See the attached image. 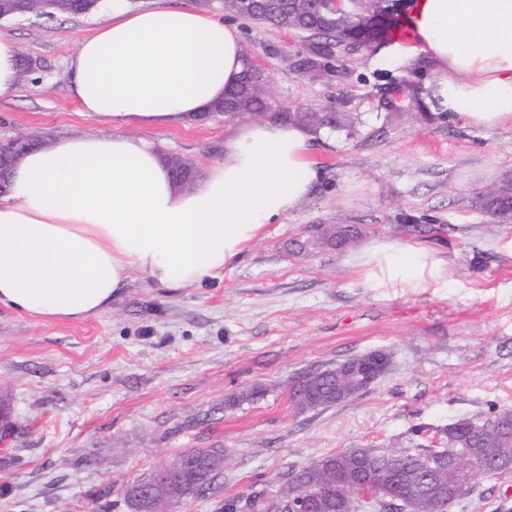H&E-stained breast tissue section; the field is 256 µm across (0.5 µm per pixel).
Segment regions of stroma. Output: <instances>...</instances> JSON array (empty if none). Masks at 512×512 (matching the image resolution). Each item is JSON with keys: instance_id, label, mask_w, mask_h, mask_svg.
Masks as SVG:
<instances>
[{"instance_id": "35a3bbf8", "label": "stroma", "mask_w": 512, "mask_h": 512, "mask_svg": "<svg viewBox=\"0 0 512 512\" xmlns=\"http://www.w3.org/2000/svg\"><path fill=\"white\" fill-rule=\"evenodd\" d=\"M110 19L104 4L0 20L34 62L19 93L0 99V145L96 131L69 94L68 64ZM237 27L275 111L335 117L313 143L323 179L203 284L162 288L141 273L83 319L0 304V397L15 423L0 444V512H101L95 498L106 487L112 512H129L123 486L191 448L223 449L224 468L213 490L174 512H224L227 500L276 490L288 469L326 455L430 448L437 428L512 408V223L481 206L512 174V122L478 128L431 109L413 91L435 79L429 60L403 69L342 47L314 78L305 36ZM252 120L212 113L132 134L203 171L238 122ZM319 224L421 244L447 259L448 287L371 288L350 251L293 252ZM377 351L388 365L364 392L328 408L292 405L304 376ZM452 512H512V472L475 479Z\"/></svg>"}]
</instances>
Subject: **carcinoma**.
Listing matches in <instances>:
<instances>
[{
    "instance_id": "carcinoma-1",
    "label": "carcinoma",
    "mask_w": 512,
    "mask_h": 512,
    "mask_svg": "<svg viewBox=\"0 0 512 512\" xmlns=\"http://www.w3.org/2000/svg\"><path fill=\"white\" fill-rule=\"evenodd\" d=\"M396 0H354L344 12L332 13L320 0H224V11L247 22L271 23L313 40L319 57H330L336 46L358 48L384 41L395 18ZM101 6V0H0V20L21 14L53 16L88 14ZM270 106L265 82L256 76L254 66L246 62L242 80L234 92L215 107V112L235 111V115L261 114ZM290 123L315 125L325 118L303 112H279ZM169 171L175 182L193 179V164L173 156ZM486 211L505 222L504 211L512 207V179H503L497 193L483 199ZM367 389L355 385L345 371V363L308 375L292 392L294 406L301 410L330 407ZM443 452L452 463H443L434 474V482L448 486L456 495L438 500L424 485L417 459L428 448H348L324 456L300 468L288 471L278 491L255 490L244 502L225 504L226 512H287L286 501L302 493L311 484L335 493L336 479L350 483L354 490L352 512H393L384 500L370 499L358 489L359 473L368 466L379 478L391 482L389 494L400 499L398 512H451L456 502L469 490L474 479L512 472V408L492 412L481 422L459 419L438 429ZM182 467L170 471L166 481L151 490L147 476L128 483L123 497L132 512H169L186 498L204 495L213 489L214 472L224 467V454L218 448H193L179 455Z\"/></svg>"
}]
</instances>
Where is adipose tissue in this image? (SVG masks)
<instances>
[{
	"mask_svg": "<svg viewBox=\"0 0 512 512\" xmlns=\"http://www.w3.org/2000/svg\"><path fill=\"white\" fill-rule=\"evenodd\" d=\"M407 42L381 48L405 64L426 54L431 107L478 127L512 122V0H409ZM238 29L192 9L131 10L84 37L69 93L98 133L50 140L15 165L0 202V303L35 317L85 318L134 273L180 288L215 277L308 198L323 170L302 127H241L192 190L127 127H187L239 83ZM353 263L375 288H444L448 262L420 245L377 240Z\"/></svg>",
	"mask_w": 512,
	"mask_h": 512,
	"instance_id": "ef3b65f1",
	"label": "adipose tissue"
}]
</instances>
